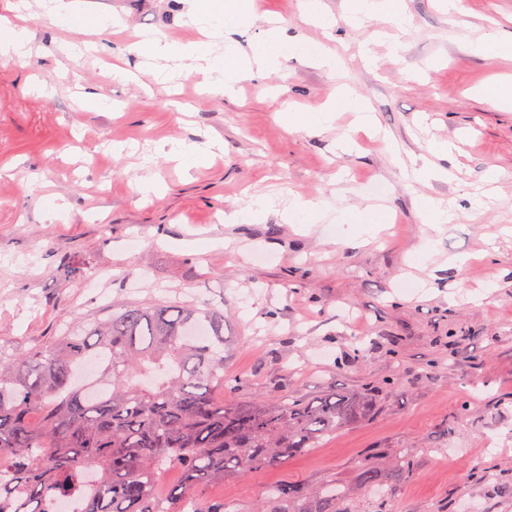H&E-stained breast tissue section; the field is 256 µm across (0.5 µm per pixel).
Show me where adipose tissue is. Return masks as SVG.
<instances>
[{"instance_id":"obj_1","label":"adipose tissue","mask_w":512,"mask_h":512,"mask_svg":"<svg viewBox=\"0 0 512 512\" xmlns=\"http://www.w3.org/2000/svg\"><path fill=\"white\" fill-rule=\"evenodd\" d=\"M253 15V0H200L193 5L191 20L202 33V41L188 46L161 40L155 33L140 35L139 45L152 59H188L193 69L207 74L211 91L234 95L249 66L236 49L219 50L218 41L226 25L249 19Z\"/></svg>"}]
</instances>
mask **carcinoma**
I'll use <instances>...</instances> for the list:
<instances>
[{
  "label": "carcinoma",
  "instance_id": "1",
  "mask_svg": "<svg viewBox=\"0 0 512 512\" xmlns=\"http://www.w3.org/2000/svg\"><path fill=\"white\" fill-rule=\"evenodd\" d=\"M204 338L195 337L199 328ZM361 396L316 402L224 395V315L190 306L112 305L104 323L76 318L50 344L0 357V512H242L207 500L212 480L247 478L317 446L367 411ZM179 483L158 495V474ZM416 474L402 448L382 470L362 459L366 488H395ZM334 483L283 485L249 512H351Z\"/></svg>",
  "mask_w": 512,
  "mask_h": 512
}]
</instances>
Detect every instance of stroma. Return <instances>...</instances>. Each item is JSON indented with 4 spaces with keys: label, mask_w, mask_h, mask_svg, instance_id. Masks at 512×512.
Returning a JSON list of instances; mask_svg holds the SVG:
<instances>
[{
    "label": "stroma",
    "mask_w": 512,
    "mask_h": 512,
    "mask_svg": "<svg viewBox=\"0 0 512 512\" xmlns=\"http://www.w3.org/2000/svg\"><path fill=\"white\" fill-rule=\"evenodd\" d=\"M307 0H255L257 17L224 31L251 55L267 30L326 46L335 63L284 52L251 70L236 96L208 92L183 66L157 81L141 65L138 35L192 38L191 0H74L118 28L76 33L36 0H0V23H20L32 56L0 58V352L20 354L59 336L72 317L101 320L112 304H194L224 315V374L239 399L370 392L362 417L286 464L207 485L203 497L249 508L276 485H342L353 512L369 500L358 481L416 451V476L396 489L394 512H512V107L477 90L512 78V55L469 44L512 36V0H405L410 25L395 36L373 16L349 19L348 0H318L335 20L309 23ZM373 39L376 66L359 49ZM67 42L88 51L67 58ZM353 88L387 139L358 131L337 109L327 130L296 118ZM109 105L80 106L81 94ZM217 139L195 167L165 153L175 142ZM436 158L450 179L408 181L406 167ZM153 158L148 167L138 158ZM498 180L482 182L489 167ZM159 188L145 198L136 178ZM276 191L327 202L311 233L267 212L227 224L225 212ZM454 217L432 224L423 198ZM379 205L386 238L359 245L337 215ZM435 256L414 259L424 238ZM467 264L451 265L454 257ZM96 287H89V280ZM490 480L474 479L475 470Z\"/></svg>",
    "instance_id": "obj_1"
}]
</instances>
